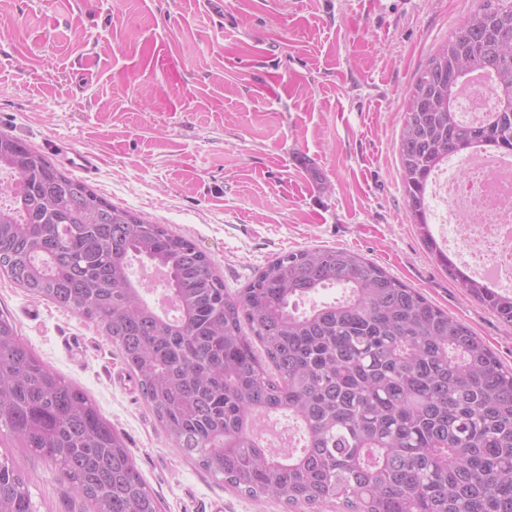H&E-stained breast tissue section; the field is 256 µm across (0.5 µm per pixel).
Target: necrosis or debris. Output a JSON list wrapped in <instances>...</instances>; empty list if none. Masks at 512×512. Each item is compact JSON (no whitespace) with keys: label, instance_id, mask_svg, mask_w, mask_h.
I'll list each match as a JSON object with an SVG mask.
<instances>
[{"label":"necrosis or debris","instance_id":"4bbe7bcc","mask_svg":"<svg viewBox=\"0 0 512 512\" xmlns=\"http://www.w3.org/2000/svg\"><path fill=\"white\" fill-rule=\"evenodd\" d=\"M429 194L442 203L436 221L453 226L452 251L473 276L498 290L512 288V167L452 158Z\"/></svg>","mask_w":512,"mask_h":512}]
</instances>
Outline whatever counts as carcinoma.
Instances as JSON below:
<instances>
[{
	"label": "carcinoma",
	"instance_id": "1",
	"mask_svg": "<svg viewBox=\"0 0 512 512\" xmlns=\"http://www.w3.org/2000/svg\"><path fill=\"white\" fill-rule=\"evenodd\" d=\"M477 69L496 109L459 121ZM399 139L410 219L458 286L512 325V295L466 274L429 229L428 186L451 157L512 154V0H481L430 56ZM0 272L94 321L187 459L252 499L342 512H512V370L417 289L347 249L288 251L236 295L190 239L118 207L38 150L0 134ZM145 258L177 311L131 279ZM257 414L300 425L274 448ZM51 462L95 512H160L122 436L77 386L46 367L0 313V432ZM0 512H37L0 456Z\"/></svg>",
	"mask_w": 512,
	"mask_h": 512
}]
</instances>
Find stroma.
I'll list each match as a JSON object with an SVG mask.
<instances>
[{"label":"stroma","mask_w":512,"mask_h":512,"mask_svg":"<svg viewBox=\"0 0 512 512\" xmlns=\"http://www.w3.org/2000/svg\"><path fill=\"white\" fill-rule=\"evenodd\" d=\"M0 0V132L192 239L236 293L277 254L344 248L417 288L512 367V326L458 288L411 224L407 92L479 0ZM0 311L120 432L162 512H284L185 459L97 324L0 276ZM38 512H94L0 437Z\"/></svg>","instance_id":"obj_1"}]
</instances>
